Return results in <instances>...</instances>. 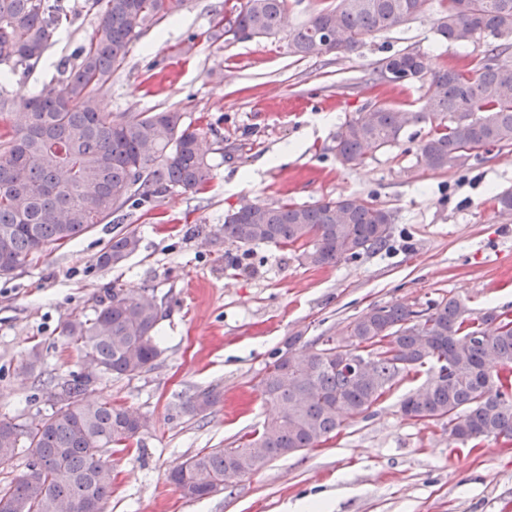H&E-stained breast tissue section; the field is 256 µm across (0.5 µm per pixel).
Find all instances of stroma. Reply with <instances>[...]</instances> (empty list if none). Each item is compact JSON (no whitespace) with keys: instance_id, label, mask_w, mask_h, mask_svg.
Listing matches in <instances>:
<instances>
[{"instance_id":"35a3bbf8","label":"stroma","mask_w":512,"mask_h":512,"mask_svg":"<svg viewBox=\"0 0 512 512\" xmlns=\"http://www.w3.org/2000/svg\"><path fill=\"white\" fill-rule=\"evenodd\" d=\"M26 77L0 84L14 100L56 78L60 59L86 44L96 18L83 0ZM237 0H188L183 11L151 27L98 91L103 111L174 108L201 132L215 178L197 193L172 192L144 207H124L72 244L0 277V418L48 412L39 379L83 371L63 323L92 316L112 288L163 300L161 350L133 377H102L97 397L148 420L126 448H113L114 480L104 512H512V444L484 441L469 450L447 426L405 418L400 402L425 385L428 370L403 378L373 414L348 419L318 447L270 461L231 480L213 496L190 500L168 474L189 456L233 448L270 414L257 383L271 351L291 336L310 343L375 304L418 309L456 296L473 311L512 310V213L493 195L512 189V146L463 171L432 172L416 147L430 128L409 126L396 147L370 151L355 168L340 166L333 138L346 120L378 100L424 111L430 82L375 86L371 63L404 51L438 69L480 58L487 40L442 41L433 25L440 0H426L411 20L366 36L356 51L300 58L288 32L330 0H288L279 35L213 39L215 18ZM347 196L394 211L385 249L353 263L312 268L298 252L271 244L238 249L224 239V216L241 201L312 204ZM136 231L140 248L122 264L96 263L112 236ZM39 375L18 366L31 350ZM212 389L219 402L205 415L183 403Z\"/></svg>"}]
</instances>
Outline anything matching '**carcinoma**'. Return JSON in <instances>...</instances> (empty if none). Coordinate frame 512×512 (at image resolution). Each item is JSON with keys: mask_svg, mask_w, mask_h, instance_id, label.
Instances as JSON below:
<instances>
[{"mask_svg": "<svg viewBox=\"0 0 512 512\" xmlns=\"http://www.w3.org/2000/svg\"><path fill=\"white\" fill-rule=\"evenodd\" d=\"M287 0H239L215 19L214 36L236 28L248 38L278 33ZM436 34L450 42L492 37L474 65L428 71L424 57L398 52L372 67L373 82L393 83L430 74L429 111L408 112L374 102L336 132L333 151L344 167L363 164L371 148L399 143L413 123L432 129L417 146V161L431 171L466 169L493 149L512 144V0H442ZM425 0H336L288 34L301 58L352 52L367 35L409 20ZM187 0H85L97 24L74 58H64L59 79L17 104L0 96V112L14 107V124L0 132V277L15 265L60 248L96 224H108L125 206L142 207L180 189L198 192L213 179L200 151V133L176 109L121 113L101 110L95 92L110 79L130 46L151 26L181 12ZM64 0H0V79L26 74L64 24ZM334 36L326 42L325 38ZM392 210L338 197L312 205L253 204L224 217V239L237 247L260 243L299 248L311 267L354 262L390 241ZM140 248L133 230L114 237L97 257L101 267L123 263ZM162 304L153 296L112 289L91 317L74 315L61 333L76 346L87 370L61 382L42 381L41 392L63 390L66 404L30 420L0 419V462L29 452L22 474L0 487L1 503L22 512H91L112 496V447L128 445L146 427L137 412L90 398L99 376H135L151 369ZM290 336L275 350L257 383L274 413L234 448L199 452L169 475L188 499L224 486L231 470L249 474L271 460L328 440L345 421L368 416L402 378L428 367L430 378L407 394L406 418L448 426L455 442L512 441V311L474 314L459 299L431 301L414 310L403 303L374 305L335 336L298 346ZM362 358L366 375L338 365L343 355ZM214 390L195 393L182 406L205 414Z\"/></svg>", "mask_w": 512, "mask_h": 512, "instance_id": "carcinoma-1", "label": "carcinoma"}]
</instances>
